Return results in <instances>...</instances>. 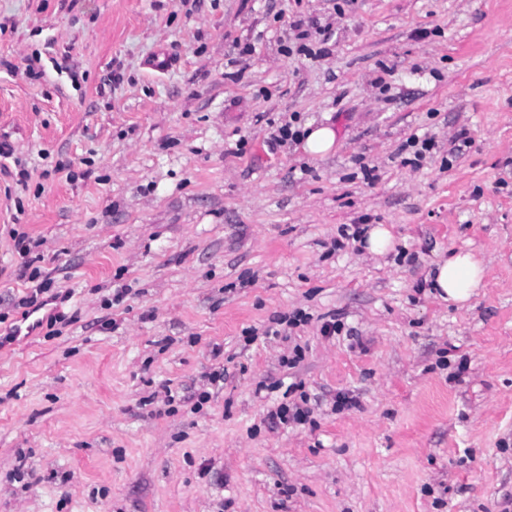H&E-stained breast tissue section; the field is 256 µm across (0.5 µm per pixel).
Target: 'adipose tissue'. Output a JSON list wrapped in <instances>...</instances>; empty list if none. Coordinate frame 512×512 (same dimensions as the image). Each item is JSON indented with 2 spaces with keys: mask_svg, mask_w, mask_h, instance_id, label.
Instances as JSON below:
<instances>
[{
  "mask_svg": "<svg viewBox=\"0 0 512 512\" xmlns=\"http://www.w3.org/2000/svg\"><path fill=\"white\" fill-rule=\"evenodd\" d=\"M486 267L470 252H455L440 258L429 274V280L442 300L464 303L482 288Z\"/></svg>",
  "mask_w": 512,
  "mask_h": 512,
  "instance_id": "ef3b65f1",
  "label": "adipose tissue"
}]
</instances>
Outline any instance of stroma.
<instances>
[{
  "label": "stroma",
  "mask_w": 512,
  "mask_h": 512,
  "mask_svg": "<svg viewBox=\"0 0 512 512\" xmlns=\"http://www.w3.org/2000/svg\"><path fill=\"white\" fill-rule=\"evenodd\" d=\"M0 142V512H512V0H0ZM336 142V132L331 126H320L309 129L305 137L304 148L313 156L328 153ZM393 235L383 224L370 225L362 238V247L372 254L383 255L393 248ZM434 265L428 281L444 301L465 303L484 288L486 266L472 252H454Z\"/></svg>",
  "instance_id": "1"
}]
</instances>
